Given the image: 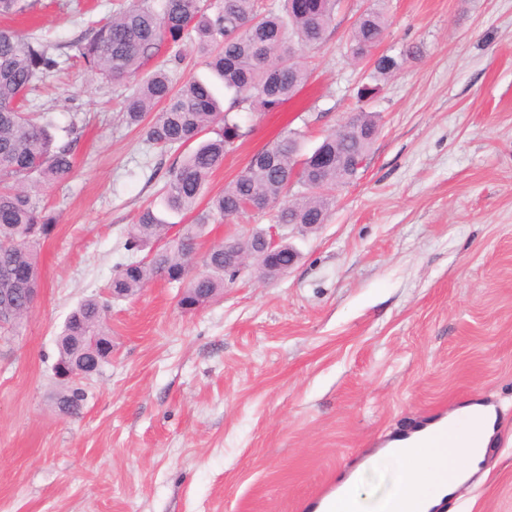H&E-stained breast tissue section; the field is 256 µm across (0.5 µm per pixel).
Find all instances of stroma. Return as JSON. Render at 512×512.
Instances as JSON below:
<instances>
[{"instance_id": "35a3bbf8", "label": "stroma", "mask_w": 512, "mask_h": 512, "mask_svg": "<svg viewBox=\"0 0 512 512\" xmlns=\"http://www.w3.org/2000/svg\"><path fill=\"white\" fill-rule=\"evenodd\" d=\"M22 2L0 28L62 59L28 103L58 141L82 133L67 183L30 181L55 226L37 301L0 342V512H308L355 458L474 402L496 408L497 442L440 512H512V0H386L378 54L418 52L365 102L373 61L349 44L378 2L341 0L297 95L237 112L244 136L199 206L284 129L307 153L361 108L379 134L356 178L325 224L290 232L288 272L248 264L193 311L163 280L113 300L112 358L75 418L55 407L57 336L129 259L179 154L149 147L128 87L78 57L112 0Z\"/></svg>"}]
</instances>
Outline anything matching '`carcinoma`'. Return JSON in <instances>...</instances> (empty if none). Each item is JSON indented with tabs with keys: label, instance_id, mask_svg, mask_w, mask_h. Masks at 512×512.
Masks as SVG:
<instances>
[{
	"label": "carcinoma",
	"instance_id": "carcinoma-1",
	"mask_svg": "<svg viewBox=\"0 0 512 512\" xmlns=\"http://www.w3.org/2000/svg\"><path fill=\"white\" fill-rule=\"evenodd\" d=\"M339 0H281L278 10L261 7V0H221L209 14L200 0H133L92 28L79 46L85 64L117 83H126L164 52L177 53L196 34L208 55L206 66L229 96L223 110L212 87L199 79L174 88L170 74L155 69L126 96L125 119L143 126L145 141L154 148L180 151L168 172L160 201L142 207L125 242L135 253L163 245L152 256L120 264L108 286L111 298L135 295L148 283L164 278L184 284L181 309H197L224 291V244L198 254L214 220L242 214L248 202H266L273 224H323L333 204L330 190L338 184L336 162L365 157L379 128L371 113L355 114L356 128L325 135L314 148L317 160L301 155V133L283 132L271 148L258 154L224 191L211 198L207 211L196 212L210 174L219 167L233 142L242 137L231 113L248 104L261 112H276L307 80L300 51L323 40L332 25ZM386 17L377 9L364 12L354 26L350 55L363 60L383 41ZM414 53L382 54L374 63V85L359 91L362 98L380 90L379 81L399 70ZM60 67L49 48L35 37L0 28V304L14 305L16 318L27 309L23 297L6 288L39 287L42 239L54 217L26 188L36 173L50 184L69 181L73 173L71 139L57 143L41 112H24L21 102L38 82ZM157 112L148 124L146 114ZM211 131L214 136L203 138ZM195 214L168 237L173 225L161 211ZM109 301L99 296L83 300L68 316L57 338L56 364L82 370L75 380L55 372L62 383L57 393L59 412L81 414L86 390L82 381L101 372L111 355L106 320Z\"/></svg>",
	"mask_w": 512,
	"mask_h": 512
}]
</instances>
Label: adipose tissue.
Wrapping results in <instances>:
<instances>
[{
	"label": "adipose tissue",
	"instance_id": "obj_1",
	"mask_svg": "<svg viewBox=\"0 0 512 512\" xmlns=\"http://www.w3.org/2000/svg\"><path fill=\"white\" fill-rule=\"evenodd\" d=\"M497 418L493 407L473 404L451 414L458 426L446 453L441 456L426 448H416L414 439L403 440V452L377 453L375 468L392 472L388 493H377L372 487L355 480L345 486L339 512H411L419 506L421 512L439 507L446 496L479 469L495 435ZM447 471V485L435 484L437 470Z\"/></svg>",
	"mask_w": 512,
	"mask_h": 512
}]
</instances>
